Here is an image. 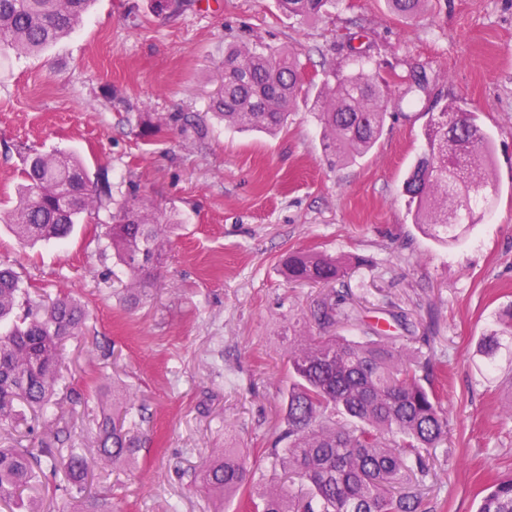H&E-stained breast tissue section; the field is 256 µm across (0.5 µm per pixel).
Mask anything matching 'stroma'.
<instances>
[{"label":"stroma","mask_w":512,"mask_h":512,"mask_svg":"<svg viewBox=\"0 0 512 512\" xmlns=\"http://www.w3.org/2000/svg\"><path fill=\"white\" fill-rule=\"evenodd\" d=\"M298 49L304 76L358 68L426 76L391 90L373 150L332 163L318 119L320 85L274 136L212 114L228 45ZM362 47L359 55L350 46ZM465 101L494 143L493 212L442 246L412 221L403 181L426 115ZM179 114L181 122L167 119ZM70 151L112 196L131 191L173 219L157 284L139 304L113 274L104 222L25 247L0 223V262L32 297L65 292L89 311L60 359L50 415L24 409L0 445L95 448L102 409L124 389L145 418L132 467H92L85 500L112 512H213L195 477L232 437L256 478L279 437L294 337L314 336L316 302L343 295L342 336L374 328L422 351L445 396L448 437L431 449L418 512H476L482 490L512 474V360L487 370L481 339L512 306V0H430L409 21L386 0H340L302 19L278 0H95L81 26L38 55L0 56V202L31 152ZM305 250L350 259L327 285L289 282Z\"/></svg>","instance_id":"35a3bbf8"}]
</instances>
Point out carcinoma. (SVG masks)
<instances>
[{
	"label": "carcinoma",
	"mask_w": 512,
	"mask_h": 512,
	"mask_svg": "<svg viewBox=\"0 0 512 512\" xmlns=\"http://www.w3.org/2000/svg\"><path fill=\"white\" fill-rule=\"evenodd\" d=\"M288 14L320 15L332 0H279ZM429 0H387L390 13L415 19ZM90 0H0V52L36 54L75 31ZM222 92L214 101L224 124L275 133L283 129L304 92L301 63L293 49L276 52L234 46L224 54ZM391 82L363 68L323 81L318 113L324 147L338 160L366 155L382 134ZM424 147L403 183L415 204L413 221L448 245L494 205L493 142L473 113L460 106L429 114ZM16 203L0 220L25 244L66 238L74 225L94 223L112 204L107 178L89 181L78 157L65 152L30 153L21 172ZM108 246L126 274L133 296L149 295L164 255L165 229L154 208L129 193L110 216ZM348 270L342 257L315 253L288 256L286 274L296 283L330 284ZM312 316L324 336H307L288 353V399L283 436L288 447L268 450L277 486L257 480L241 451L231 446L213 459L200 481L223 499L241 495L246 512H416L419 487L430 471V448L447 435L444 395L430 384L428 361L405 352L379 331L349 339L333 336L339 312L322 302ZM506 328L484 337L490 367L512 354V309ZM87 314L66 295L36 301L18 276L0 266V427L13 423L23 403L44 413L52 405L64 343L83 333ZM112 406L122 417L98 426L97 456L105 464L136 459L138 442L125 427L132 405L120 392ZM51 448H0V503L39 484L40 457ZM58 462L67 491H84L89 461L68 448ZM478 512H512V477L487 489Z\"/></svg>",
	"instance_id": "obj_1"
}]
</instances>
